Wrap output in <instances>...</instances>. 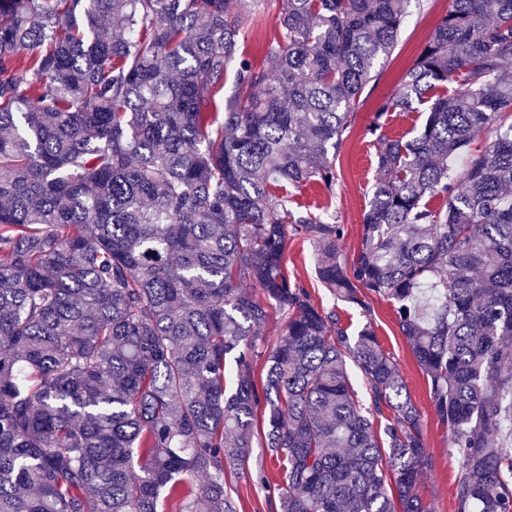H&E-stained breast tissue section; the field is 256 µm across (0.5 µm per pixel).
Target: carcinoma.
<instances>
[{
  "label": "carcinoma",
  "instance_id": "carcinoma-1",
  "mask_svg": "<svg viewBox=\"0 0 512 512\" xmlns=\"http://www.w3.org/2000/svg\"><path fill=\"white\" fill-rule=\"evenodd\" d=\"M407 3L279 0L257 62L255 0H0V512H237L226 470L255 446L278 512H433L397 365L288 277L290 233L333 294L396 308L456 512H512V0H452L377 104L351 264L343 225L290 200L336 184ZM278 10V0H259L256 15L246 29L245 40L240 42L238 53L253 57L259 61L265 46L276 35L275 16ZM423 115L421 112H389L387 114L386 132L402 135L414 127H419L422 123Z\"/></svg>",
  "mask_w": 512,
  "mask_h": 512
}]
</instances>
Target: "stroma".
Instances as JSON below:
<instances>
[{"mask_svg": "<svg viewBox=\"0 0 512 512\" xmlns=\"http://www.w3.org/2000/svg\"><path fill=\"white\" fill-rule=\"evenodd\" d=\"M450 5L451 0H411L409 15L395 50L377 66L375 80L364 91L362 106L349 117L347 136L337 151L335 189L330 191L313 183L293 194L295 202L316 212L333 214L338 223L344 224L345 236L341 242L344 259H352L359 249L369 202L368 188L375 175L376 142L368 132L374 107L380 99L398 92L402 75L414 63ZM277 10L278 0H259L245 39L238 46L239 53L261 59L265 46L276 35ZM284 266L289 276L305 284L317 303L334 309L351 331H359L365 320H373L378 340L398 365L406 389L419 411L426 451L432 459V469L422 477L418 493L431 504L434 512H456L454 493L458 462L448 448V431L436 415L427 379L399 330L392 303L370 297L372 316L367 319L359 308L335 299L318 280L314 247L302 237L289 236ZM250 468V473L244 475L233 472L228 475L227 486L232 490L239 512H278V501L271 490L272 485L280 481V472L274 462L261 449L255 448L251 451ZM261 475L267 477V484L258 483L257 478Z\"/></svg>", "mask_w": 512, "mask_h": 512, "instance_id": "obj_1", "label": "stroma"}]
</instances>
